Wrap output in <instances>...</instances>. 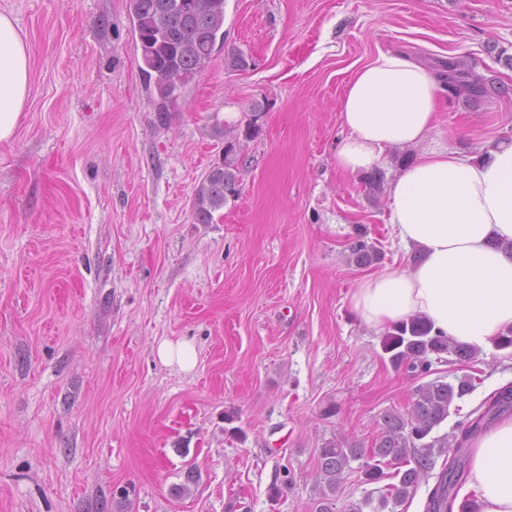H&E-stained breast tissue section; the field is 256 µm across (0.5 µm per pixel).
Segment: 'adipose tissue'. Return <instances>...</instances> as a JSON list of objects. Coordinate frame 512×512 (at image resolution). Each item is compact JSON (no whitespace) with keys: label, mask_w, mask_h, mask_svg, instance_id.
Segmentation results:
<instances>
[{"label":"adipose tissue","mask_w":512,"mask_h":512,"mask_svg":"<svg viewBox=\"0 0 512 512\" xmlns=\"http://www.w3.org/2000/svg\"><path fill=\"white\" fill-rule=\"evenodd\" d=\"M30 89L29 46L13 16L0 13V143L14 138ZM442 92L424 65L398 50L378 52L346 87L336 165L360 177L406 153L385 187L389 221L404 248L422 255L362 277L349 303L371 328L419 316L484 351L512 326V140L478 158L434 142ZM472 446L467 486L482 512H512V416Z\"/></svg>","instance_id":"1"}]
</instances>
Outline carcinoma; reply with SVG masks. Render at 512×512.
Returning a JSON list of instances; mask_svg holds the SVG:
<instances>
[{"instance_id":"1","label":"carcinoma","mask_w":512,"mask_h":512,"mask_svg":"<svg viewBox=\"0 0 512 512\" xmlns=\"http://www.w3.org/2000/svg\"><path fill=\"white\" fill-rule=\"evenodd\" d=\"M175 0H128V11L134 24L136 42L143 61L141 71L156 97L157 118L165 123L177 107L181 90L198 74L207 69L223 48L224 0H195L196 9L184 15L174 6ZM449 70L457 77L453 90L458 95H486L489 85L456 65ZM257 119L248 121L244 132L224 126V161L215 172H208L197 186L193 199V215L201 224H210L214 213L224 207L227 198L239 194L241 142L240 137L256 135ZM353 262L368 266L380 257L375 245L363 234L349 245ZM382 349L396 370L427 374L432 361L442 362L443 355L457 361H469L475 352L441 334L432 333L431 326L419 317L403 321L387 329ZM475 389L471 376L456 378L451 383L435 379L420 385L414 394L411 409L401 413L394 409L382 415V430L366 450L356 444L345 445L330 440L322 444L317 456L322 492L312 512H333L334 495L350 462L367 458L364 479L389 483L379 501L397 506L412 497L419 485L428 482L435 468V458L453 449L428 491L425 512H480L478 501L469 497L457 501L459 490L469 474L467 444L502 415L512 412V387L492 393L467 415V421L457 425V431L442 436L433 432L450 415L460 410L457 402ZM395 467L388 473L386 469Z\"/></svg>"}]
</instances>
